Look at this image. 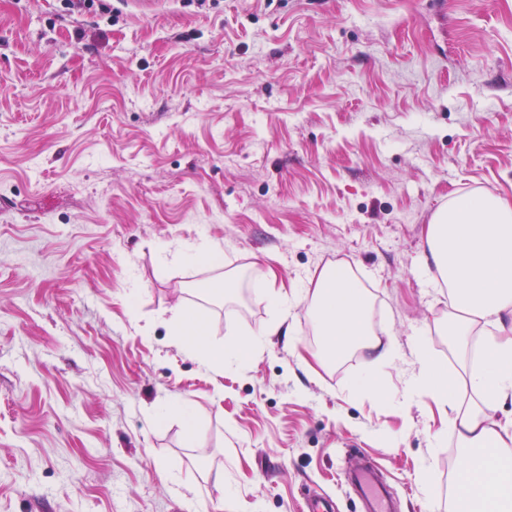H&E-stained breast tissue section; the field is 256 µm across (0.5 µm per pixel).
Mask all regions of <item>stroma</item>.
Wrapping results in <instances>:
<instances>
[{
  "instance_id": "stroma-1",
  "label": "stroma",
  "mask_w": 512,
  "mask_h": 512,
  "mask_svg": "<svg viewBox=\"0 0 512 512\" xmlns=\"http://www.w3.org/2000/svg\"><path fill=\"white\" fill-rule=\"evenodd\" d=\"M473 193L512 200V0H0V512H361L357 453L397 512H448L455 414L410 378L425 346L474 401L423 239ZM336 268L384 395L371 350L314 359L310 300L268 304V271ZM180 306L216 347L278 331L208 367ZM166 253L174 262L181 263L192 261L204 263L212 259L214 247L205 241H201L189 246L177 245L172 249H167ZM172 335L176 343L195 355L204 365L224 366L225 362L241 363L263 346V336H272L277 327H269L257 334H244L222 349L213 348L206 340L200 316L184 307L178 308L172 319Z\"/></svg>"
}]
</instances>
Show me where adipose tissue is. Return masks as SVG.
<instances>
[{
  "label": "adipose tissue",
  "mask_w": 512,
  "mask_h": 512,
  "mask_svg": "<svg viewBox=\"0 0 512 512\" xmlns=\"http://www.w3.org/2000/svg\"><path fill=\"white\" fill-rule=\"evenodd\" d=\"M424 238L426 260L448 288L449 346L467 353L476 324L494 328L483 338L479 368L468 374L477 399L454 421L464 457L457 469L452 512H512V428L494 416L499 403L512 400V339L499 335L512 327V200L484 193L454 197L427 224ZM308 285L321 338L316 358H338L355 345L375 351L374 367L359 383L382 393V367L394 351L374 338L361 289L351 278L328 271ZM171 323L175 342L207 366L243 362L262 348L264 336L275 333L269 327L216 349L206 340L197 313L178 308ZM414 362L415 384L436 401L455 405L456 390L444 366L421 347L415 350Z\"/></svg>",
  "instance_id": "ef3b65f1"
}]
</instances>
